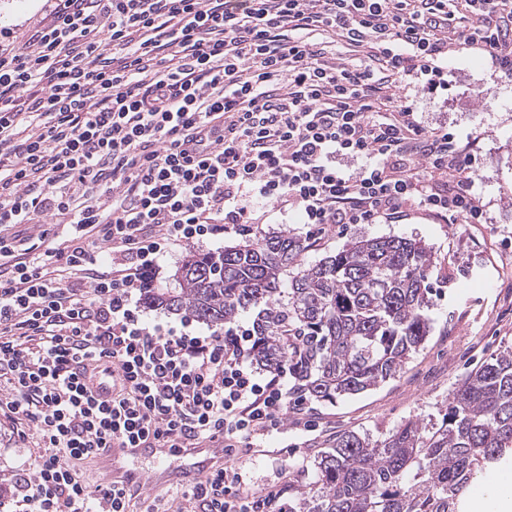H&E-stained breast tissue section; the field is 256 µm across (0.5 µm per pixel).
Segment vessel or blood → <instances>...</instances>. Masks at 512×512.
<instances>
[{
	"mask_svg": "<svg viewBox=\"0 0 512 512\" xmlns=\"http://www.w3.org/2000/svg\"><path fill=\"white\" fill-rule=\"evenodd\" d=\"M173 455L185 459L178 477L182 485L193 484L201 474L219 471L224 466V444L220 441L205 442L186 450L168 448L166 444L154 439L134 448L117 443L113 447L100 449L95 458L108 481L116 486L128 487L140 483L142 479L141 472L131 467V460L144 457L160 464Z\"/></svg>",
	"mask_w": 512,
	"mask_h": 512,
	"instance_id": "vessel-or-blood-1",
	"label": "vessel or blood"
}]
</instances>
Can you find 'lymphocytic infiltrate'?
<instances>
[{"label": "lymphocytic infiltrate", "mask_w": 512, "mask_h": 512, "mask_svg": "<svg viewBox=\"0 0 512 512\" xmlns=\"http://www.w3.org/2000/svg\"><path fill=\"white\" fill-rule=\"evenodd\" d=\"M53 2L24 42L0 39V416L41 446L12 497L16 512H166L90 485L81 464L149 435L220 439L232 458L302 403L287 367L254 370L251 327L149 325L133 292L169 245L254 223L260 202L315 227L414 210L481 223L471 143L416 106L447 91L452 52L512 81V0ZM44 212L69 243L35 255L14 228ZM104 368L108 404L80 381ZM287 492L248 493L229 465L176 496L191 512H284Z\"/></svg>", "instance_id": "obj_1"}]
</instances>
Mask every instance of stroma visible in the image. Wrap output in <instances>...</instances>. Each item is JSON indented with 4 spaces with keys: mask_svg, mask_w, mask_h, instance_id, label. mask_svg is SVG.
Listing matches in <instances>:
<instances>
[{
    "mask_svg": "<svg viewBox=\"0 0 512 512\" xmlns=\"http://www.w3.org/2000/svg\"><path fill=\"white\" fill-rule=\"evenodd\" d=\"M45 0H0V30L22 40L41 20ZM447 98L420 102L424 126L445 123L476 139L474 192L484 209L479 224H436L411 218L393 224H349L318 229L294 213L267 203L259 223L228 228L200 243L217 252L245 237L289 231L306 240L302 260L313 264L342 249L352 238L396 236L423 240L433 266V306L424 346L386 382L334 402H312L303 413L283 415L277 432L260 446L241 450L236 460L251 491L268 484L304 485L312 479L313 456L337 433L354 431L385 438L410 419H428L442 408L449 390L476 363L512 343V81L495 78L485 56L456 53L448 59ZM11 422L0 417V492H8L18 460L40 452L35 435L16 447Z\"/></svg>",
    "mask_w": 512,
    "mask_h": 512,
    "instance_id": "1",
    "label": "stroma"
}]
</instances>
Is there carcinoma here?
Returning <instances> with one entry per match:
<instances>
[{
  "instance_id": "obj_1",
  "label": "carcinoma",
  "mask_w": 512,
  "mask_h": 512,
  "mask_svg": "<svg viewBox=\"0 0 512 512\" xmlns=\"http://www.w3.org/2000/svg\"><path fill=\"white\" fill-rule=\"evenodd\" d=\"M288 232L190 250L149 302L220 325L251 307L253 360L288 365L296 396L333 402L393 378L429 333L431 255L417 239L358 237L305 266ZM439 420L382 440L344 432L314 457L288 512H462L469 488L512 459V348L473 368Z\"/></svg>"
}]
</instances>
